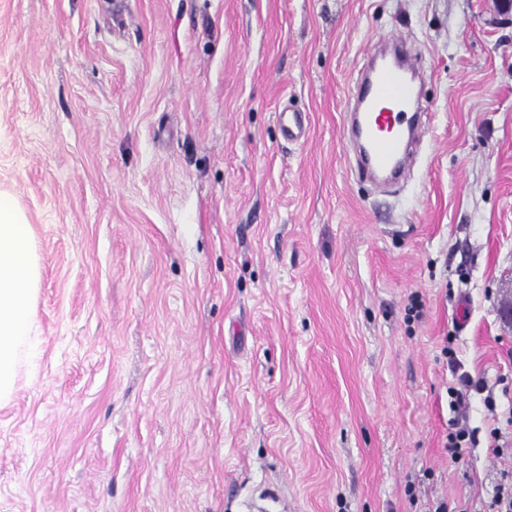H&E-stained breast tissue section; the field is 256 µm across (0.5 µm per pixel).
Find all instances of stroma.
Segmentation results:
<instances>
[{"label": "stroma", "instance_id": "obj_1", "mask_svg": "<svg viewBox=\"0 0 512 512\" xmlns=\"http://www.w3.org/2000/svg\"><path fill=\"white\" fill-rule=\"evenodd\" d=\"M394 35L431 112L396 194L342 137ZM0 189L41 266L0 512H482L500 459L444 442L459 374L512 388L494 0H0ZM280 122L285 136L294 141H303L308 134L307 116L302 112H279Z\"/></svg>", "mask_w": 512, "mask_h": 512}]
</instances>
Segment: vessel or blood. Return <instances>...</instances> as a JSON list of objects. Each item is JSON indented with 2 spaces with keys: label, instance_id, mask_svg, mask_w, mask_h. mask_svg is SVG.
I'll use <instances>...</instances> for the list:
<instances>
[{
  "label": "vessel or blood",
  "instance_id": "obj_1",
  "mask_svg": "<svg viewBox=\"0 0 512 512\" xmlns=\"http://www.w3.org/2000/svg\"><path fill=\"white\" fill-rule=\"evenodd\" d=\"M417 60L413 55L369 65L356 85L355 108L349 130L366 174L373 179L395 177L407 161L412 139L425 135L416 88ZM285 136L305 140L308 120L301 112H280Z\"/></svg>",
  "mask_w": 512,
  "mask_h": 512
}]
</instances>
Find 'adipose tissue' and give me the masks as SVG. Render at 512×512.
<instances>
[{
	"label": "adipose tissue",
	"instance_id": "1",
	"mask_svg": "<svg viewBox=\"0 0 512 512\" xmlns=\"http://www.w3.org/2000/svg\"><path fill=\"white\" fill-rule=\"evenodd\" d=\"M39 279L34 227L16 198L0 191V402L14 390L20 343L35 334Z\"/></svg>",
	"mask_w": 512,
	"mask_h": 512
}]
</instances>
